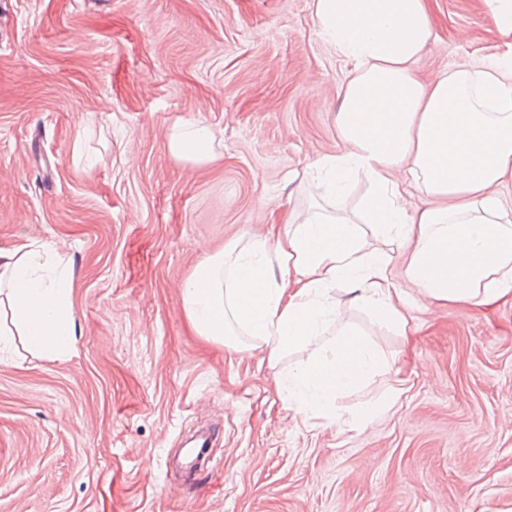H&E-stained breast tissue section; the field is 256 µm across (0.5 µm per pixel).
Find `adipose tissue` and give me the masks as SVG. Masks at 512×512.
Listing matches in <instances>:
<instances>
[{
    "label": "adipose tissue",
    "instance_id": "1",
    "mask_svg": "<svg viewBox=\"0 0 512 512\" xmlns=\"http://www.w3.org/2000/svg\"><path fill=\"white\" fill-rule=\"evenodd\" d=\"M314 14L353 64L336 114L343 148L311 163L314 203L299 221H285L275 239L206 256L183 292L200 335L236 352L252 337L273 361L339 316L340 283L404 334L411 293L475 307L512 295V208L497 193L512 176V62L446 69L425 86L412 64L434 37L427 0H314ZM213 141L208 126L185 122L167 145L203 164ZM349 175L374 184L364 207L373 227L408 250L403 279L359 225L333 210L336 182ZM409 187L429 207L409 210ZM0 282L26 344L51 358L67 353L75 331L66 269L38 249L0 252ZM387 368L361 331L341 328L332 346L289 374L288 409L303 423L340 421L338 395Z\"/></svg>",
    "mask_w": 512,
    "mask_h": 512
}]
</instances>
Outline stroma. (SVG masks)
Instances as JSON below:
<instances>
[{
  "mask_svg": "<svg viewBox=\"0 0 512 512\" xmlns=\"http://www.w3.org/2000/svg\"><path fill=\"white\" fill-rule=\"evenodd\" d=\"M422 83L512 58L486 0H429ZM351 63L312 0H0V251L55 248L76 341L0 360V512H512V297L417 299L401 335L352 303L269 364L199 335L183 286L207 254L277 231L342 147ZM212 128L205 164L171 127ZM361 330L387 374L345 414L293 420L290 368Z\"/></svg>",
  "mask_w": 512,
  "mask_h": 512,
  "instance_id": "1",
  "label": "stroma"
}]
</instances>
